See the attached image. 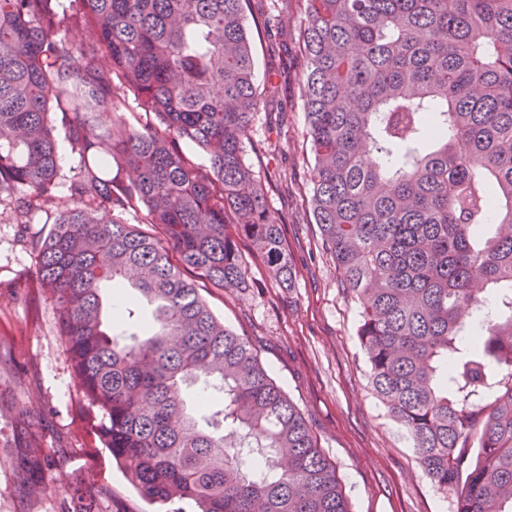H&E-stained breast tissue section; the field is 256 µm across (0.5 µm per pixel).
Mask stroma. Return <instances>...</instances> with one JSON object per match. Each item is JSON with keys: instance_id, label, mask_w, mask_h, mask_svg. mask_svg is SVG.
Here are the masks:
<instances>
[{"instance_id": "obj_1", "label": "stroma", "mask_w": 512, "mask_h": 512, "mask_svg": "<svg viewBox=\"0 0 512 512\" xmlns=\"http://www.w3.org/2000/svg\"><path fill=\"white\" fill-rule=\"evenodd\" d=\"M303 15L290 5L282 28L252 36L258 87H271L252 118L245 158L264 181L270 208L284 216L294 270L290 287L272 279L248 243L240 252L247 285L222 289L198 281L225 325L246 336L276 383L294 401L333 461L352 512H454L435 487L403 428L375 395L357 329L361 308L342 286L304 199L313 155L300 91ZM287 189H279L280 177ZM67 201L59 192L32 223L0 221V512H68L85 483L107 489L99 512H153L87 428V408L41 288L32 234L47 232ZM43 434L51 467L45 492L18 476V442Z\"/></svg>"}]
</instances>
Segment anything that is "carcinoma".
Masks as SVG:
<instances>
[{
	"label": "carcinoma",
	"mask_w": 512,
	"mask_h": 512,
	"mask_svg": "<svg viewBox=\"0 0 512 512\" xmlns=\"http://www.w3.org/2000/svg\"><path fill=\"white\" fill-rule=\"evenodd\" d=\"M288 2L0 0V208L29 224L54 203L64 132L72 204L31 240L36 274L94 436L153 505L350 512L303 414L196 285L242 287V241L293 281L243 153L261 97L248 23L281 25ZM297 2L307 204L360 305L373 390L454 512H512V0ZM78 21L87 43L58 37ZM128 91L158 124L126 122ZM141 209L158 233L125 222ZM123 281L155 305L143 337L104 325L102 285ZM480 285L496 304L475 333ZM47 466L30 435V491Z\"/></svg>",
	"instance_id": "carcinoma-1"
}]
</instances>
